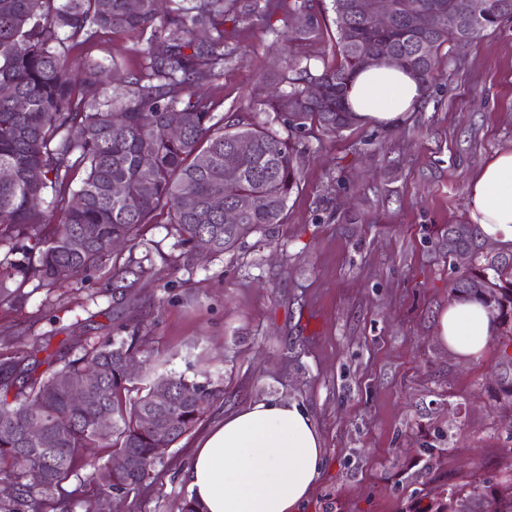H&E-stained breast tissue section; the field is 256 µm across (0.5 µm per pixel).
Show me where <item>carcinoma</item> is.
<instances>
[{"mask_svg":"<svg viewBox=\"0 0 512 512\" xmlns=\"http://www.w3.org/2000/svg\"><path fill=\"white\" fill-rule=\"evenodd\" d=\"M507 1L511 8H501ZM0 0V167L14 178L0 182V245L27 240L36 262L0 263V297L11 295L5 281L36 279L46 286L77 277L112 250V241H132L158 213L168 215L170 228L186 257L205 248L212 255L235 248L257 230L282 224L288 198L298 188L295 137L313 129L336 134L356 124L348 105L349 85L363 69L362 56L393 42L406 57L403 69L428 93L444 65L442 48L451 37L449 17H462L475 0H437L440 8L428 26L415 19L426 0H390L392 29L381 34L361 10V0H332L339 62L313 75L308 69L283 75L287 88L267 101L268 110L285 116L287 136L264 122L224 123L216 118L218 103L197 92L201 85L224 75L225 47L232 32L226 17L249 19L254 0ZM481 23L465 30L469 42L481 40L512 16V0H481ZM295 0H266V11L285 15L289 49L322 34L320 17L311 13L301 27L290 24ZM102 30L135 32L149 48L136 70L118 64H78L70 57L75 44L86 43ZM162 41L163 53L150 44ZM315 80L321 99L304 102L303 82ZM24 108L17 109L18 101ZM184 123L182 136L172 140L164 127L172 114ZM252 150L237 157L239 174L230 181L224 159L240 140ZM145 155L153 157L142 167ZM125 186L114 197L112 183ZM233 205L250 206L237 225L204 208L216 194ZM60 208L59 223L48 225L45 196ZM192 195L202 205L183 208ZM476 230L448 240V257L459 246L469 247L471 263L454 280L455 299L480 297L491 308L512 343V258L491 262L476 248ZM137 325L126 336L108 337L84 348L45 377L31 376L20 360L0 361V482L13 487L14 497L0 500V512H40L44 501L76 470L86 466L81 450L112 442L114 452L126 453L132 467L114 472L110 462L92 465L90 479L110 494L138 485L163 459L165 449L178 443L195 426L203 406L220 398V390L182 375H161L193 398L158 409L150 397L153 386L128 397L135 376L126 361L148 352L149 336ZM103 381L89 388L87 399L73 401L66 383H81L94 372ZM13 399H8V395ZM40 421L55 437L42 442L27 434ZM43 473L38 483L28 471ZM418 512H512V472L495 485L470 483L453 487Z\"/></svg>","mask_w":512,"mask_h":512,"instance_id":"cac0c4a2","label":"carcinoma"}]
</instances>
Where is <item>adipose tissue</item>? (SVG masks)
<instances>
[{"label": "adipose tissue", "mask_w": 512, "mask_h": 512, "mask_svg": "<svg viewBox=\"0 0 512 512\" xmlns=\"http://www.w3.org/2000/svg\"><path fill=\"white\" fill-rule=\"evenodd\" d=\"M419 82L389 65L359 71L348 100L360 123L389 127L420 100ZM468 219L482 239L512 244V150L494 152L466 188ZM497 325L477 300L438 317L440 344L458 359L478 358ZM325 463L321 435L296 402L260 401L227 415L198 439L186 471L200 512H303Z\"/></svg>", "instance_id": "ef3b65f1"}]
</instances>
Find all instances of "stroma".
<instances>
[{
  "label": "stroma",
  "instance_id": "35a3bbf8",
  "mask_svg": "<svg viewBox=\"0 0 512 512\" xmlns=\"http://www.w3.org/2000/svg\"><path fill=\"white\" fill-rule=\"evenodd\" d=\"M321 37L297 49L311 73L336 63L331 0H308ZM235 30L223 76L204 91L228 120L256 119L285 132L264 102L285 70L281 15L226 22ZM144 41L102 32L76 59L136 69ZM512 148V19L466 46H450L425 99L390 127L355 125L303 134L300 183L284 223L232 251L185 258L166 215L134 243L50 288L11 281L0 299V358L38 360L85 338L117 336L145 322L150 356L142 378L175 373L221 388L194 429L144 481L113 501L115 512H181L184 479L202 433L258 400H290L312 416L325 467L304 512H409L435 488L495 483L512 466V424L491 392L512 364L491 342L462 362L437 340V319L455 277L448 227L467 223L466 187L496 151ZM143 271L117 282L115 268ZM63 484L69 509L101 503L90 463Z\"/></svg>",
  "mask_w": 512,
  "mask_h": 512
}]
</instances>
